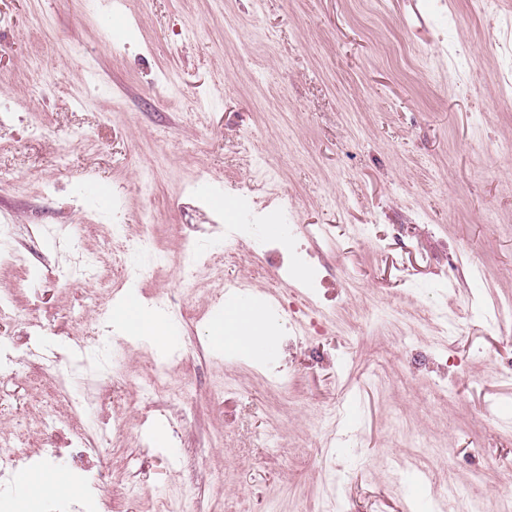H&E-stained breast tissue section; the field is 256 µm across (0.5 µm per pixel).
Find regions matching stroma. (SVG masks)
<instances>
[{
  "mask_svg": "<svg viewBox=\"0 0 512 512\" xmlns=\"http://www.w3.org/2000/svg\"><path fill=\"white\" fill-rule=\"evenodd\" d=\"M508 78L512 0H0V225L24 260L0 266L17 309L0 442L38 475L47 421L119 425L108 483L61 496L76 512H443L448 480L512 495ZM117 219L165 254L120 289ZM54 224L98 281L59 277ZM188 239L240 259L186 277ZM227 279L294 306L281 355L210 342ZM91 292L165 310L173 339L114 331ZM33 317L63 353L95 336L87 416L31 365ZM153 362L172 386L149 396Z\"/></svg>",
  "mask_w": 512,
  "mask_h": 512,
  "instance_id": "stroma-1",
  "label": "stroma"
}]
</instances>
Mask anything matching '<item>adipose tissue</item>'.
<instances>
[{
	"instance_id": "1",
	"label": "adipose tissue",
	"mask_w": 512,
	"mask_h": 512,
	"mask_svg": "<svg viewBox=\"0 0 512 512\" xmlns=\"http://www.w3.org/2000/svg\"><path fill=\"white\" fill-rule=\"evenodd\" d=\"M112 320L124 331L147 337L158 345L170 339L169 321L134 298L114 309ZM208 335L214 344L246 357H267L269 349L277 345L265 314L251 303L240 300L225 303L223 317L210 326Z\"/></svg>"
}]
</instances>
